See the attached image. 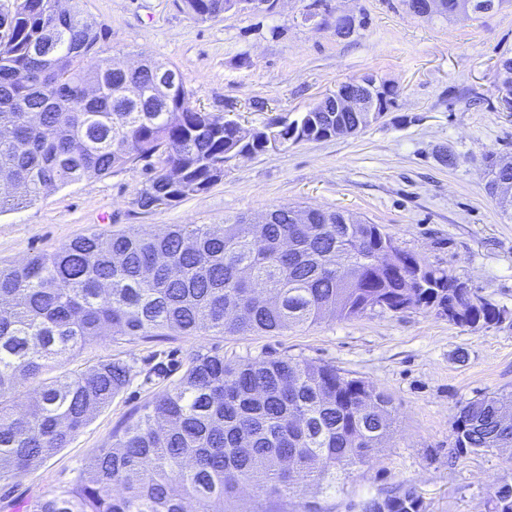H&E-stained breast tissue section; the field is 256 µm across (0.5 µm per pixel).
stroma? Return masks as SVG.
<instances>
[{
    "instance_id": "obj_1",
    "label": "stroma",
    "mask_w": 512,
    "mask_h": 512,
    "mask_svg": "<svg viewBox=\"0 0 512 512\" xmlns=\"http://www.w3.org/2000/svg\"><path fill=\"white\" fill-rule=\"evenodd\" d=\"M105 23V55L130 64L155 59L180 71L196 108L261 128L295 116L354 79L395 87L393 106L362 133L300 142L242 157L208 192L153 210L137 193L150 176L142 159L52 189L0 213V264L24 262L93 231L159 232L172 224H229L281 205L344 210L380 225L400 249L448 270L507 312L472 331L435 311L378 310L331 317L270 335L97 339L67 361L84 370L107 356L132 362V385L96 413L68 447L39 468L0 482V505L25 506L88 473L112 433L177 373L146 380L148 362L194 354L292 357L362 378L392 400L394 433L370 466L338 475L332 488L289 499L320 512H361L369 498L410 490L421 512H484L502 481L512 482V451L452 459V421L468 400L512 392V219L485 186L486 153L512 154V112L499 108L495 71L512 57V0L484 14L419 16L403 0H284L270 14L229 12L191 19L177 0H60ZM317 13L324 24L307 21ZM362 25L336 34L337 14ZM453 165L441 162L442 154Z\"/></svg>"
}]
</instances>
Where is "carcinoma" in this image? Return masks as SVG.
<instances>
[{"mask_svg": "<svg viewBox=\"0 0 512 512\" xmlns=\"http://www.w3.org/2000/svg\"><path fill=\"white\" fill-rule=\"evenodd\" d=\"M503 0H441L438 14L488 12ZM198 21L233 10V0H181ZM58 33L62 55L34 47ZM107 30L57 0L0 4V178L21 186L0 195V212L45 191L156 157L137 203L152 209L207 192L243 146L237 122L191 105L184 83L167 101L139 110L118 97L129 82L152 83L159 60L135 71L112 67L98 44ZM359 112H300L281 121L285 140L321 136L333 119ZM270 224H173L91 233L50 254L0 266V480L16 478L67 447L133 378L108 357L49 379L51 363L102 337L149 340L279 334L327 316L433 309L458 296L456 277L403 252L398 272L375 264L392 238L377 224H344L334 210L273 209ZM487 302L455 324L474 331L502 322ZM37 383L21 396L20 380ZM25 398V409L17 401ZM391 398L335 367L293 358L196 354L100 449L90 474L38 500L29 512H226L242 486L272 507L309 485L370 463L392 433ZM454 454L512 448V394L480 395L452 423ZM486 512H512V483L498 484ZM362 512H420L411 491L363 502Z\"/></svg>", "mask_w": 512, "mask_h": 512, "instance_id": "cac0c4a2", "label": "carcinoma"}]
</instances>
